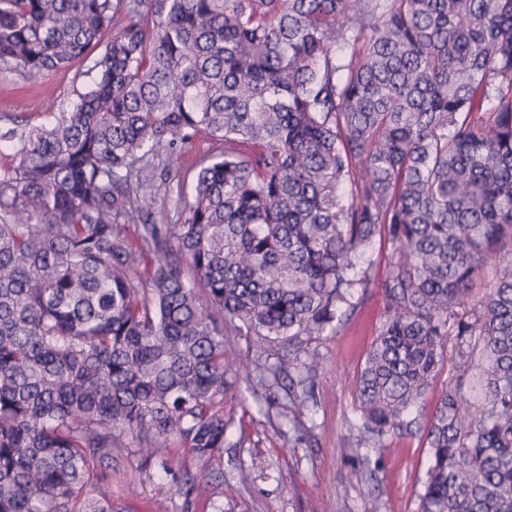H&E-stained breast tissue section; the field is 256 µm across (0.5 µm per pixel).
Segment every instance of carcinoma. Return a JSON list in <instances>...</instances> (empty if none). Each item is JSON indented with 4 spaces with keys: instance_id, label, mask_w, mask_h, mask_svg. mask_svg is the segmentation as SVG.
<instances>
[{
    "instance_id": "carcinoma-1",
    "label": "carcinoma",
    "mask_w": 512,
    "mask_h": 512,
    "mask_svg": "<svg viewBox=\"0 0 512 512\" xmlns=\"http://www.w3.org/2000/svg\"><path fill=\"white\" fill-rule=\"evenodd\" d=\"M81 58L90 84L51 121L0 118V512H115L132 445L197 504L228 376L267 389L232 332L283 351L304 428L311 342L375 283L378 233L354 446L420 434L418 512H512V0H0L1 71ZM202 132L224 150L187 186ZM222 147L223 146H220L218 143L211 141L205 134L198 135L194 143L185 150L179 160L181 178L190 182L196 173V160L202 154L209 152L216 153L222 149ZM393 248L385 237H376L368 251V259L372 264V272L376 279L384 278L388 269Z\"/></svg>"
}]
</instances>
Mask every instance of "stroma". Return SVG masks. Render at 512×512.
I'll list each match as a JSON object with an SVG mask.
<instances>
[{"instance_id": "stroma-1", "label": "stroma", "mask_w": 512, "mask_h": 512, "mask_svg": "<svg viewBox=\"0 0 512 512\" xmlns=\"http://www.w3.org/2000/svg\"><path fill=\"white\" fill-rule=\"evenodd\" d=\"M85 61L48 76L0 73V116L18 114L31 123L48 122L53 103L73 99L85 84ZM384 319V301L371 288L337 332L315 345L323 356L311 405V422L297 436L288 421V379H279L254 399L245 379L224 397L231 427L224 443L222 483L199 482L206 512H323L339 497L344 512H417V494L426 478L429 450L420 436L392 437L388 450L367 449L371 474L352 478L359 466L352 446L353 388L368 347ZM137 457L112 476V500L119 512H154L167 499L168 512H185L172 479L161 468L151 476L137 471Z\"/></svg>"}]
</instances>
